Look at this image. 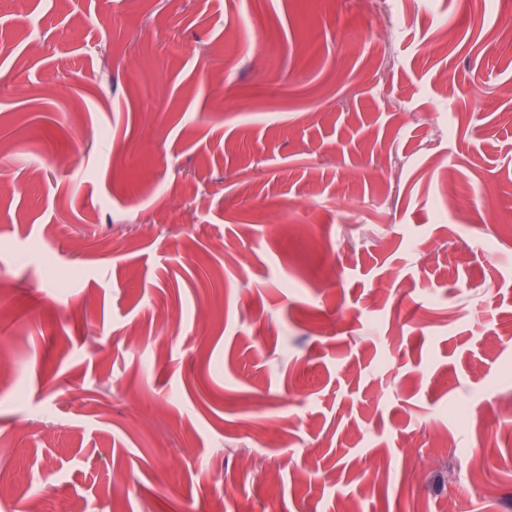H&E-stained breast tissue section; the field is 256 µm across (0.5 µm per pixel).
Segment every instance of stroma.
Masks as SVG:
<instances>
[{"label": "stroma", "instance_id": "obj_1", "mask_svg": "<svg viewBox=\"0 0 512 512\" xmlns=\"http://www.w3.org/2000/svg\"><path fill=\"white\" fill-rule=\"evenodd\" d=\"M507 420L512 0H0V512H512Z\"/></svg>", "mask_w": 512, "mask_h": 512}]
</instances>
